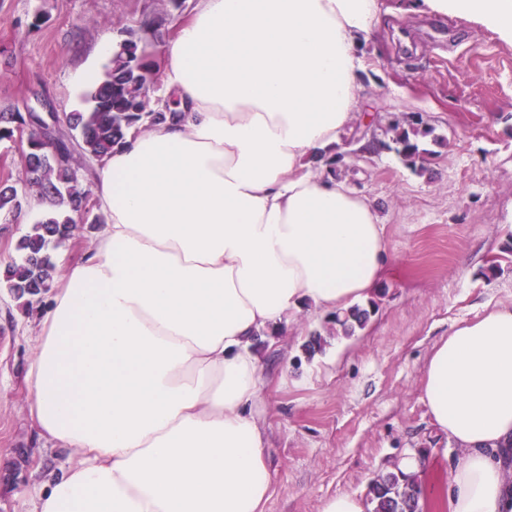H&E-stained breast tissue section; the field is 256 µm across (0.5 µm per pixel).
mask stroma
Wrapping results in <instances>:
<instances>
[{"label":"stroma","instance_id":"obj_1","mask_svg":"<svg viewBox=\"0 0 512 512\" xmlns=\"http://www.w3.org/2000/svg\"><path fill=\"white\" fill-rule=\"evenodd\" d=\"M386 14L364 52L367 115L380 124L416 116L423 172L395 151L349 158L342 180L373 200L392 264L366 329L330 334L326 315L301 312L278 336L260 338L263 424L273 483L265 512H320L343 493L368 495L400 457L426 449V478L445 479L457 448L439 437L423 402L433 346L452 325L512 303V44L458 17ZM191 0H0V111L51 101L59 118L85 106L110 59L102 37L153 22L161 43ZM42 301L0 288V512H32L27 485L66 467L72 453L46 448L29 414L25 373L39 345ZM321 333V352L305 343Z\"/></svg>","mask_w":512,"mask_h":512}]
</instances>
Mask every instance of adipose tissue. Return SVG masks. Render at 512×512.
Masks as SVG:
<instances>
[{
    "instance_id": "1",
    "label": "adipose tissue",
    "mask_w": 512,
    "mask_h": 512,
    "mask_svg": "<svg viewBox=\"0 0 512 512\" xmlns=\"http://www.w3.org/2000/svg\"><path fill=\"white\" fill-rule=\"evenodd\" d=\"M512 42V0H422ZM381 0H195L163 48L156 111L94 166L106 222L63 267L26 381L61 476L33 512H264L273 477L259 333L367 301L389 264L377 210L315 158L365 97ZM423 401L458 450L446 480L408 454L421 505L512 512V304L453 326Z\"/></svg>"
}]
</instances>
